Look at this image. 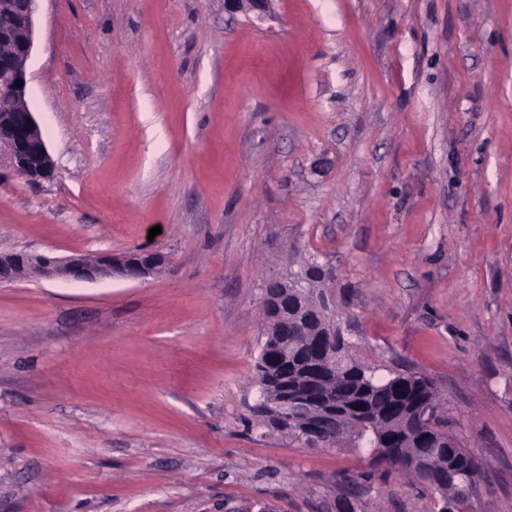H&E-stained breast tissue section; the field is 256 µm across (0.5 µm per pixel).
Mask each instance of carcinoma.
Listing matches in <instances>:
<instances>
[{"label":"carcinoma","mask_w":512,"mask_h":512,"mask_svg":"<svg viewBox=\"0 0 512 512\" xmlns=\"http://www.w3.org/2000/svg\"><path fill=\"white\" fill-rule=\"evenodd\" d=\"M298 269L271 277L266 282L262 303L265 340L254 367L259 400L251 412L258 425L275 431L291 443L306 441L288 424L281 422L274 405L282 385L298 387L309 384L306 369L319 363L326 373L325 381L312 388L313 395L334 397L362 407L360 421L328 432L327 445L346 441L368 445L372 463L411 481H421L435 491L440 501L455 503V512H467L470 498L461 493L458 475L475 467L483 468L478 455L464 448L448 428L447 401L428 375L418 372H391L376 376L375 368L349 353L341 327L332 338L322 336L330 326L331 311L326 284L332 271L324 269L305 277V290L294 284L301 277ZM425 406L435 410L431 419L417 422V409ZM439 430L444 445L436 448L418 440V433L427 425ZM396 433L402 440L393 448L376 447L375 432ZM339 493L336 501L353 500L363 506L372 492L367 476L342 473L336 477Z\"/></svg>","instance_id":"cac0c4a2"}]
</instances>
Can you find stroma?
Segmentation results:
<instances>
[{
    "label": "stroma",
    "mask_w": 512,
    "mask_h": 512,
    "mask_svg": "<svg viewBox=\"0 0 512 512\" xmlns=\"http://www.w3.org/2000/svg\"><path fill=\"white\" fill-rule=\"evenodd\" d=\"M26 100L55 172L0 154V251L168 263L0 286V512H315L369 470L363 512H439L257 425L291 252L355 357L447 397L472 512H512V0H39Z\"/></svg>",
    "instance_id": "obj_1"
}]
</instances>
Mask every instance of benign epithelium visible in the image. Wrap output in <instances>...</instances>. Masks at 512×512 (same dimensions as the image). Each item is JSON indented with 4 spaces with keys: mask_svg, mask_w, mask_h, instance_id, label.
<instances>
[{
    "mask_svg": "<svg viewBox=\"0 0 512 512\" xmlns=\"http://www.w3.org/2000/svg\"><path fill=\"white\" fill-rule=\"evenodd\" d=\"M38 0H20L15 7L19 13V27L12 33L0 34V43L11 51L0 54V85L8 91L11 102L7 111L0 112V149L11 155L14 167L32 179H39L54 171L38 121L25 100V88L15 87L16 81L26 84V63L35 43V13ZM273 0H224L229 13L258 11L266 13ZM166 264V256L156 250L140 248L123 253H100L92 257L75 255L68 258L31 255L21 251L0 253V284L20 279L25 270L42 278H63L76 281H95L101 278L120 277L129 280L144 279L156 274ZM282 418L292 426L301 427L303 436L315 447L324 442L323 426L312 420L314 403L300 390L285 386L276 401ZM329 414V424L336 418L344 423L357 420L362 414L356 406L336 411L323 405Z\"/></svg>",
    "mask_w": 512,
    "mask_h": 512,
    "instance_id": "obj_1",
    "label": "benign epithelium"
}]
</instances>
